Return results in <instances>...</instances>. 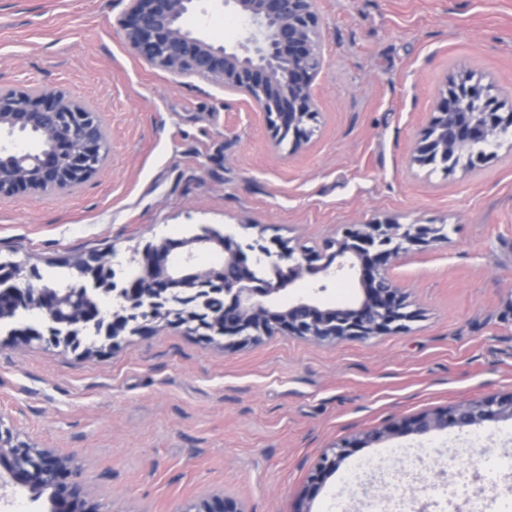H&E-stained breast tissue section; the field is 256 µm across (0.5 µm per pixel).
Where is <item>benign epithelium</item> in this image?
I'll return each instance as SVG.
<instances>
[{
	"label": "benign epithelium",
	"instance_id": "benign-epithelium-1",
	"mask_svg": "<svg viewBox=\"0 0 512 512\" xmlns=\"http://www.w3.org/2000/svg\"><path fill=\"white\" fill-rule=\"evenodd\" d=\"M224 7L248 23L236 48L185 25L186 17L198 10ZM118 26L129 47L151 66L243 96L263 112L276 137L290 135L297 143L307 136L306 125L317 112L312 86L324 66L315 0H127ZM27 133L41 135L48 148H17L14 136ZM509 133L512 113L502 111L493 86L460 78L439 92L428 126L411 147V158L420 165L438 161L450 171L463 158L482 164L491 158L482 148L498 145ZM107 141L98 113L67 90L1 86L0 197L26 191L47 194L84 182L105 163ZM447 241L446 224H354L320 252L285 253L227 233L219 242L224 262L200 267L194 263L193 249L179 254L173 240L164 238L145 247L139 274L119 289L109 287L105 252L75 259L81 283L76 291L63 294L40 284L37 268L26 271L18 265L14 305L0 304V315L10 314L15 306L36 310L43 315L48 341L74 349L81 347L86 329L97 327L113 342L128 329L139 332L140 320L171 316L230 343L278 333L314 342L379 336L405 328L415 317L402 287L389 277V266L412 246ZM316 261L321 265L313 266ZM313 268L330 280L346 269H359L361 296L336 306H326L312 295L273 305L271 298ZM102 294L116 301V310L108 315L94 309ZM503 419L512 420V393L463 399L406 418L363 440L329 449L310 476V489L323 485L354 449L388 436L464 431ZM15 488L50 490V512H100L71 457L31 446L9 429L0 430V490ZM184 512L245 510L236 496L224 493L201 497Z\"/></svg>",
	"mask_w": 512,
	"mask_h": 512
}]
</instances>
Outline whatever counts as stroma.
Returning a JSON list of instances; mask_svg holds the SVG:
<instances>
[{
    "label": "stroma",
    "mask_w": 512,
    "mask_h": 512,
    "mask_svg": "<svg viewBox=\"0 0 512 512\" xmlns=\"http://www.w3.org/2000/svg\"><path fill=\"white\" fill-rule=\"evenodd\" d=\"M126 0H0V87L63 86L100 115L104 167L76 188L0 198V258L65 277L111 255L116 284L146 245L209 228L321 250L350 224H444L388 273L416 316L405 329L312 343L262 336L225 345L162 320L116 346L16 342L0 331V422L71 456L100 512H186L231 493L246 512H366L363 487L397 472L413 512H512V469L484 506H430L429 484L468 474L472 454L512 456V420L470 433L395 437L357 449L315 495L308 477L346 440L447 407L512 393V136L470 168L414 165L410 150L446 81L493 84L512 110V0H316L324 67L300 146H273L242 96L150 66L123 40ZM187 24L227 44L230 9ZM291 295L354 300L353 276L305 275ZM437 466L396 467L386 448Z\"/></svg>",
    "instance_id": "stroma-1"
}]
</instances>
